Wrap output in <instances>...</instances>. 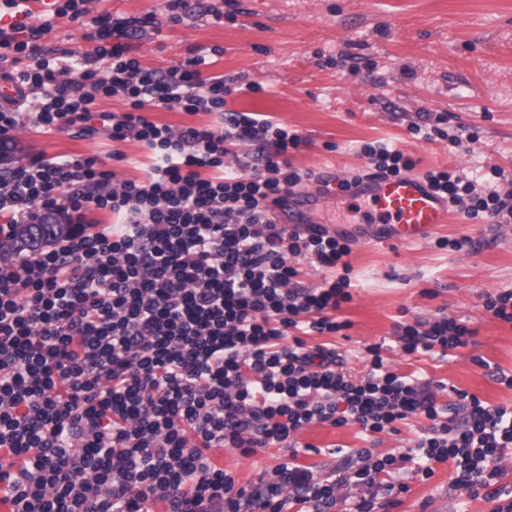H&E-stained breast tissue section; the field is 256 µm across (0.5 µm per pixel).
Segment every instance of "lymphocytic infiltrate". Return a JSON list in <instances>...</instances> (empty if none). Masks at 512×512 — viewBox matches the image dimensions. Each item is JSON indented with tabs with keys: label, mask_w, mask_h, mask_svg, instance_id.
Wrapping results in <instances>:
<instances>
[{
	"label": "lymphocytic infiltrate",
	"mask_w": 512,
	"mask_h": 512,
	"mask_svg": "<svg viewBox=\"0 0 512 512\" xmlns=\"http://www.w3.org/2000/svg\"><path fill=\"white\" fill-rule=\"evenodd\" d=\"M89 0H52L31 21L28 0H0V149L11 132L81 125L113 141L139 142L149 161L137 178H118L95 156H38L0 175V218L11 224H67V239L17 265H0V498L12 512H329L342 484L365 487L353 512H389L394 456L372 459L319 484L297 464L239 488L210 461L213 448L251 452L295 448L310 424L395 431L421 416L417 472L451 463L455 484L512 512L499 462L512 447V410L465 391L438 403L434 391L388 371L379 346L360 380L339 371L334 350L306 345L309 332L336 333L332 313L350 301L349 240L319 224L275 221L301 175L288 161L301 139L252 112L227 109L232 81L204 75L198 53L163 71L133 57L145 29L180 23L187 0L162 13L90 16ZM91 17L83 53L44 38L57 18ZM121 98L102 113L98 100ZM217 115L219 128L158 124L148 109ZM255 146L252 172L230 168L233 147ZM374 176L406 175L416 163L377 141L364 146ZM501 167L483 180L445 170L424 178L469 219L512 223V189ZM326 269L321 286L298 279V264ZM298 337H291V330ZM472 329L451 317L426 330L406 325L402 349L457 350Z\"/></svg>",
	"instance_id": "f902f5d3"
}]
</instances>
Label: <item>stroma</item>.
<instances>
[{
    "label": "stroma",
    "instance_id": "35a3bbf8",
    "mask_svg": "<svg viewBox=\"0 0 512 512\" xmlns=\"http://www.w3.org/2000/svg\"><path fill=\"white\" fill-rule=\"evenodd\" d=\"M179 24H163L131 40L133 54L164 70L196 48L221 47L205 75L235 78L227 98L233 111L254 112L288 126L301 139L288 160L302 175L290 197L311 194L306 221L347 235L351 301L335 316L338 333L305 337L307 345L335 350L343 372L367 373L369 346L381 348L389 371L436 386L438 402L455 390L492 406L512 408V324L483 306L486 294L512 291V224L470 220L452 211L436 236L413 244L379 238L367 202H351L331 177L366 175L364 144L384 141L430 169L482 175L495 164L512 173V0H188ZM228 19L216 23L209 5ZM448 115V139L428 142L410 126L421 110ZM462 136L460 145L449 138ZM14 159L38 155H100L119 178L137 176L146 162L133 140L87 137L78 128L13 133ZM465 238L460 251L438 247L437 238ZM450 316L473 329L458 350H402L400 327ZM429 422L414 416L398 431L371 434L359 425L314 423L296 434L297 455L279 445L242 454L214 448L212 460L232 473L236 486L270 478L288 460L322 482L335 472L363 466L361 449L400 457L398 478L408 486L390 512H492L493 505L452 485V466L435 465L424 479L409 457Z\"/></svg>",
    "mask_w": 512,
    "mask_h": 512
}]
</instances>
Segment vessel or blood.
I'll return each mask as SVG.
<instances>
[{"label":"vessel or blood","instance_id":"1","mask_svg":"<svg viewBox=\"0 0 512 512\" xmlns=\"http://www.w3.org/2000/svg\"><path fill=\"white\" fill-rule=\"evenodd\" d=\"M354 193L372 200L375 223L386 227L390 240L398 244L421 241L449 219L447 200L417 175L372 177Z\"/></svg>","mask_w":512,"mask_h":512}]
</instances>
